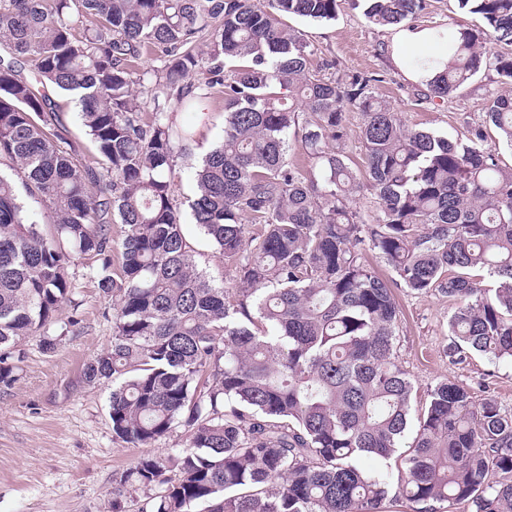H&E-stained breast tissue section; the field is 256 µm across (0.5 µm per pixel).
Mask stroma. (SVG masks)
<instances>
[{
	"label": "stroma",
	"instance_id": "1",
	"mask_svg": "<svg viewBox=\"0 0 512 512\" xmlns=\"http://www.w3.org/2000/svg\"><path fill=\"white\" fill-rule=\"evenodd\" d=\"M314 51L312 72L329 76L326 62L338 72L377 77L379 96L398 112L406 127L452 139L464 137L482 121L492 92L499 86L490 75L474 79L458 96L431 97L409 77L410 64L398 58L395 28L372 24L362 8L341 0L335 20L290 19ZM52 97L68 129V140L80 158L89 160L95 146L77 118L72 95L56 90ZM184 234L200 271L232 281L233 271L206 236L184 216ZM75 290L64 303L50 335L58 343L44 353L38 336L20 342L24 354L11 386H0V512H112L109 492L116 474L143 456L114 439L108 413L111 383L89 385L85 363L112 341L113 304L93 281V263L78 258L69 268ZM401 309L396 341L398 359L419 389L439 381L468 386L475 400L496 397L512 409V363L471 354L464 361L448 357V316L452 303L441 294L394 291ZM76 317L77 326L62 333L60 325Z\"/></svg>",
	"mask_w": 512,
	"mask_h": 512
}]
</instances>
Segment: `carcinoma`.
Here are the masks:
<instances>
[{"instance_id":"obj_1","label":"carcinoma","mask_w":512,"mask_h":512,"mask_svg":"<svg viewBox=\"0 0 512 512\" xmlns=\"http://www.w3.org/2000/svg\"><path fill=\"white\" fill-rule=\"evenodd\" d=\"M338 2L0 0V385L15 380L18 343L57 322L69 264L88 256L115 314L83 378L119 381L115 438L141 448L187 434V447L115 478L112 512L131 488L136 512H386L394 490L415 512H512V412L446 380L415 408L393 287L364 260L455 302L449 355L512 361V168L486 132L512 148V52L490 48L512 45V0H456L483 28L436 27L448 60L412 61L437 70V98L481 72L506 87L458 140L404 128L373 76L309 71V45L284 18L332 20ZM362 2L381 26L426 9ZM48 85L78 95L93 162L59 144ZM216 93L224 130L194 167L189 207L231 263L230 288L198 269L174 194ZM350 110L365 182L347 150ZM295 145L308 165L288 160ZM367 190L369 218L357 207ZM396 454L395 477L362 465Z\"/></svg>"}]
</instances>
